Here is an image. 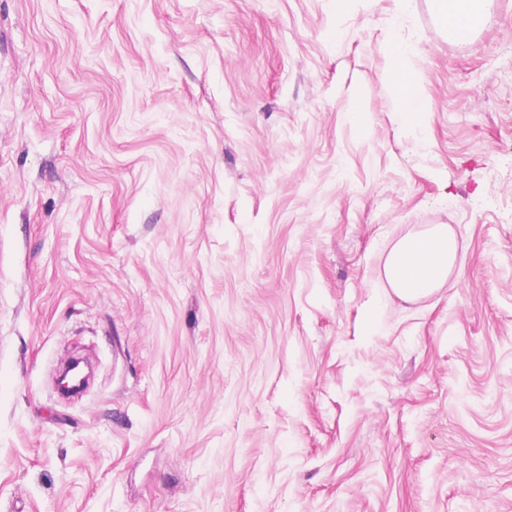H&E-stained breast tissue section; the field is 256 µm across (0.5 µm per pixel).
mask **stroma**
Instances as JSON below:
<instances>
[{
    "instance_id": "stroma-1",
    "label": "stroma",
    "mask_w": 512,
    "mask_h": 512,
    "mask_svg": "<svg viewBox=\"0 0 512 512\" xmlns=\"http://www.w3.org/2000/svg\"><path fill=\"white\" fill-rule=\"evenodd\" d=\"M484 14L0 0V512H512V0ZM436 224L453 271L404 302L386 257ZM389 50L397 108L399 112H404L410 119H421L425 107L417 92L414 78L407 67L406 47L397 36H391Z\"/></svg>"
}]
</instances>
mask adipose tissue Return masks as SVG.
Masks as SVG:
<instances>
[{"label":"adipose tissue","instance_id":"adipose-tissue-1","mask_svg":"<svg viewBox=\"0 0 512 512\" xmlns=\"http://www.w3.org/2000/svg\"><path fill=\"white\" fill-rule=\"evenodd\" d=\"M389 50L397 108L409 118H422L425 107L407 67L406 47L394 36L389 41ZM457 252L458 242L453 231L448 225H437L394 246L387 258V277L402 299H420L447 280Z\"/></svg>","mask_w":512,"mask_h":512}]
</instances>
